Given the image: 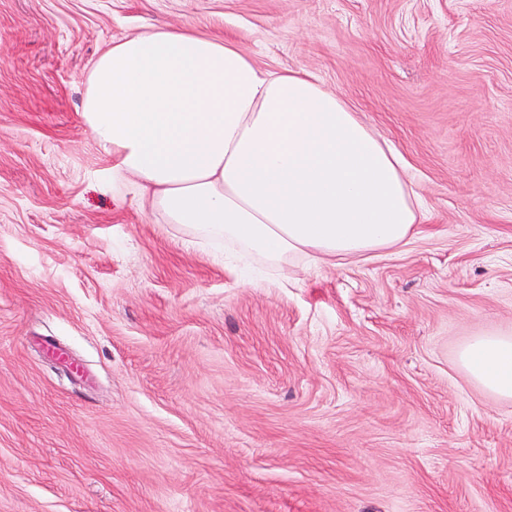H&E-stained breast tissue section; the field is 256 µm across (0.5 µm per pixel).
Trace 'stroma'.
<instances>
[{"label":"stroma","mask_w":512,"mask_h":512,"mask_svg":"<svg viewBox=\"0 0 512 512\" xmlns=\"http://www.w3.org/2000/svg\"><path fill=\"white\" fill-rule=\"evenodd\" d=\"M151 26L313 74L404 158L412 238L241 283L117 201L79 120ZM512 0H0V512H512ZM460 362L480 384L503 397H512V339L484 336L468 343Z\"/></svg>","instance_id":"35a3bbf8"}]
</instances>
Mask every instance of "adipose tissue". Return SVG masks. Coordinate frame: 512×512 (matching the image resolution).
Listing matches in <instances>:
<instances>
[{
    "mask_svg": "<svg viewBox=\"0 0 512 512\" xmlns=\"http://www.w3.org/2000/svg\"><path fill=\"white\" fill-rule=\"evenodd\" d=\"M133 196L190 249L255 283L294 263L348 259L413 236L421 201L401 155L307 72L260 69L231 40L189 28L129 36L93 63L79 114ZM460 362L512 397V339Z\"/></svg>",
    "mask_w": 512,
    "mask_h": 512,
    "instance_id": "1",
    "label": "adipose tissue"
}]
</instances>
